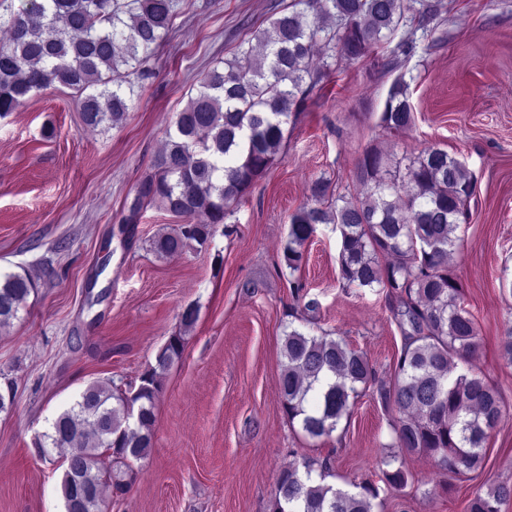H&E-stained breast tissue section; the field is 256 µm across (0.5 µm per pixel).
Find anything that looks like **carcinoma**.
<instances>
[{
  "instance_id": "obj_1",
  "label": "carcinoma",
  "mask_w": 512,
  "mask_h": 512,
  "mask_svg": "<svg viewBox=\"0 0 512 512\" xmlns=\"http://www.w3.org/2000/svg\"><path fill=\"white\" fill-rule=\"evenodd\" d=\"M290 10L241 42L222 69L201 80L197 94L176 115L174 131L152 172L140 181L128 215L159 205L187 218L159 236L154 250L172 255L194 242L204 246L225 224L254 183L280 155L288 123L309 93L329 76L314 62L320 38L350 60L371 55L411 9L407 0H297ZM174 0H20L0 15V117L55 84L82 95L84 124H120L130 109L134 83L120 67L145 64L169 30ZM409 85L394 81L379 126L400 133L412 123ZM354 196L335 195L331 182L311 188V202L290 219L283 254L288 268L305 265L303 247L319 224L339 230L338 265L347 288H381L396 302L403 332L401 353L389 378H378L367 358L342 339L285 335L279 377L282 406L311 440L329 438L353 412L358 386L372 389L397 413L396 445L425 454L449 476L480 467L490 433L506 418L498 391L471 371L454 374L480 347L471 313L461 305L462 286L449 269L463 249L456 230L466 217L475 185L466 165L431 145L397 161L377 149L357 167ZM36 288L28 274L0 272V328L19 318ZM176 334L159 349L155 364L126 394L110 384L87 386L41 435V447L60 448L65 512H110L101 497L111 486L127 492L131 461L152 448L161 378L181 358ZM113 466H101V457ZM304 471L289 466L275 482L272 512H374L378 487L369 482L333 487L328 459L307 458ZM394 488L408 485L397 467L383 472ZM512 484L491 483L476 492L468 512H501Z\"/></svg>"
}]
</instances>
